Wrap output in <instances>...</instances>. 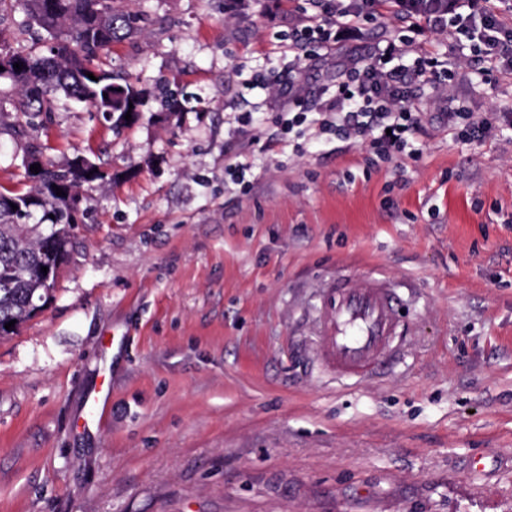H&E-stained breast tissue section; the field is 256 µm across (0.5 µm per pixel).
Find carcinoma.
<instances>
[{
  "label": "carcinoma",
  "instance_id": "1",
  "mask_svg": "<svg viewBox=\"0 0 512 512\" xmlns=\"http://www.w3.org/2000/svg\"><path fill=\"white\" fill-rule=\"evenodd\" d=\"M397 2L432 14L448 12L450 0ZM17 11L34 41L17 50L9 30L0 27V61L8 64L0 71V131L9 129L20 144L26 180L24 189L0 192V340L16 334L34 317V307L46 304L53 289L39 270L61 268L93 193L112 184V168L94 152L61 162L46 157L38 119L79 108L118 129L139 120L146 97L138 77L119 76L101 63L102 54L138 28L139 18L118 10L114 0H0V22ZM16 63L22 69L13 68ZM159 88L165 118L188 111L184 89L162 81ZM34 158L43 159L37 174L29 168ZM58 188L65 195H57ZM12 320L14 327L5 328Z\"/></svg>",
  "mask_w": 512,
  "mask_h": 512
}]
</instances>
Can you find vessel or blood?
I'll use <instances>...</instances> for the list:
<instances>
[{
    "label": "vessel or blood",
    "instance_id": "vessel-or-blood-1",
    "mask_svg": "<svg viewBox=\"0 0 512 512\" xmlns=\"http://www.w3.org/2000/svg\"><path fill=\"white\" fill-rule=\"evenodd\" d=\"M402 302L395 283L372 274L337 275L316 308L322 369L340 381L377 379L403 354Z\"/></svg>",
    "mask_w": 512,
    "mask_h": 512
}]
</instances>
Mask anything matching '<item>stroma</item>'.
Wrapping results in <instances>:
<instances>
[{"label": "stroma", "instance_id": "35a3bbf8", "mask_svg": "<svg viewBox=\"0 0 512 512\" xmlns=\"http://www.w3.org/2000/svg\"><path fill=\"white\" fill-rule=\"evenodd\" d=\"M117 6L146 21L104 64L148 96L128 128L45 122L55 160L102 149L117 179L42 312L0 340V512H512V69L455 57L394 0L298 49L307 0ZM402 38L383 70L435 63L422 129L371 166L320 124L347 46ZM159 78L197 111L159 117ZM340 271L405 287L384 380L316 361L312 307Z\"/></svg>", "mask_w": 512, "mask_h": 512}]
</instances>
